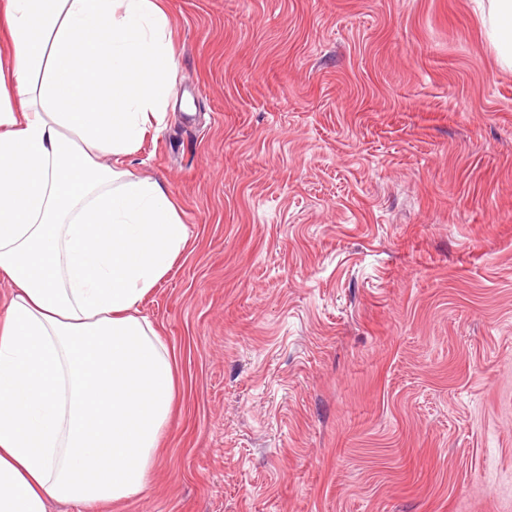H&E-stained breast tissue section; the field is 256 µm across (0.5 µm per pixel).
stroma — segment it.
Segmentation results:
<instances>
[{
  "label": "stroma",
  "instance_id": "stroma-1",
  "mask_svg": "<svg viewBox=\"0 0 512 512\" xmlns=\"http://www.w3.org/2000/svg\"><path fill=\"white\" fill-rule=\"evenodd\" d=\"M125 166L189 230L140 304L143 494L49 512H512V66L477 0H165Z\"/></svg>",
  "mask_w": 512,
  "mask_h": 512
}]
</instances>
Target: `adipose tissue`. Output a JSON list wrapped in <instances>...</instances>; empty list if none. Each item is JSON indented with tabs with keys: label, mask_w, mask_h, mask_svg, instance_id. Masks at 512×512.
<instances>
[{
	"label": "adipose tissue",
	"mask_w": 512,
	"mask_h": 512,
	"mask_svg": "<svg viewBox=\"0 0 512 512\" xmlns=\"http://www.w3.org/2000/svg\"><path fill=\"white\" fill-rule=\"evenodd\" d=\"M169 26L161 0H0V512L140 495L170 423L139 306L188 229L120 164L169 110Z\"/></svg>",
	"instance_id": "obj_1"
}]
</instances>
